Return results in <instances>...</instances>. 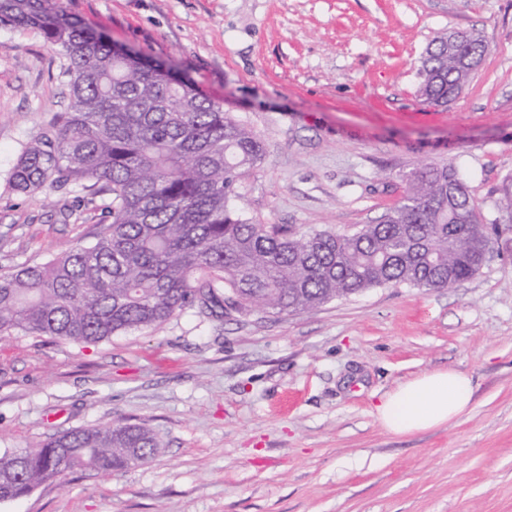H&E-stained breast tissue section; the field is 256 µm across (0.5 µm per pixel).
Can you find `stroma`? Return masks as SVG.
I'll list each match as a JSON object with an SVG mask.
<instances>
[{"mask_svg": "<svg viewBox=\"0 0 512 512\" xmlns=\"http://www.w3.org/2000/svg\"><path fill=\"white\" fill-rule=\"evenodd\" d=\"M113 44L178 69L264 158L239 186L258 224L351 233L453 162L495 245L449 288L385 286L300 315L189 308L94 346L0 337V453L72 429L154 430L147 462L68 474L0 512H512V0H59ZM486 52L447 107L417 93L443 30ZM57 48L0 33V270L91 244L105 193L17 194L21 148L67 105ZM470 374L471 412L408 436L374 415L403 381Z\"/></svg>", "mask_w": 512, "mask_h": 512, "instance_id": "stroma-1", "label": "stroma"}]
</instances>
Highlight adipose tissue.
Wrapping results in <instances>:
<instances>
[{"mask_svg": "<svg viewBox=\"0 0 512 512\" xmlns=\"http://www.w3.org/2000/svg\"><path fill=\"white\" fill-rule=\"evenodd\" d=\"M473 379L459 370H436L400 384L376 408L382 427L395 435H413L456 421L470 412Z\"/></svg>", "mask_w": 512, "mask_h": 512, "instance_id": "obj_1", "label": "adipose tissue"}]
</instances>
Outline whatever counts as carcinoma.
Masks as SVG:
<instances>
[{
    "label": "carcinoma",
    "mask_w": 512,
    "mask_h": 512,
    "mask_svg": "<svg viewBox=\"0 0 512 512\" xmlns=\"http://www.w3.org/2000/svg\"><path fill=\"white\" fill-rule=\"evenodd\" d=\"M37 31L66 60L67 109L48 121L9 172L16 192L109 195L112 221L95 242L46 263L0 272V336L23 332L96 344L157 329L188 307L224 318L271 309L290 316L382 286L449 288L477 274L493 246L479 204L452 163L404 175L401 200L354 233L254 224L236 205L263 157L253 133L173 69L112 49L57 0H0V31ZM484 41L448 32L427 45L419 92L445 108L483 56ZM161 445L152 430L73 429L0 456V501L78 471L129 468Z\"/></svg>",
    "instance_id": "obj_1"
}]
</instances>
